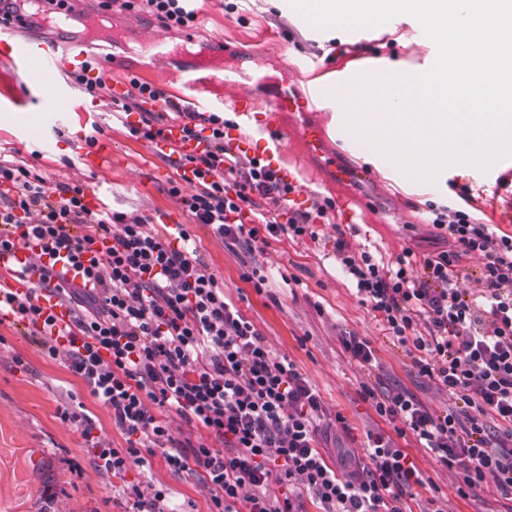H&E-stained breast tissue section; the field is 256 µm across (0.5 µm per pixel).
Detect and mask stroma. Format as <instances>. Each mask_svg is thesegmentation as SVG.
I'll list each match as a JSON object with an SVG mask.
<instances>
[{
    "label": "stroma",
    "mask_w": 512,
    "mask_h": 512,
    "mask_svg": "<svg viewBox=\"0 0 512 512\" xmlns=\"http://www.w3.org/2000/svg\"><path fill=\"white\" fill-rule=\"evenodd\" d=\"M196 52L223 55L225 67L239 70L240 89L266 102L280 83L295 95L315 85L354 82L369 65L402 61L407 69H430L438 51L417 20L393 29H351L336 34L297 12L291 0H196ZM112 27L119 33H165L175 52L167 63L152 61L149 50L130 52L124 41L110 46L113 78L136 77L193 101L184 89L181 70L191 66L182 54L184 33L162 29L146 13L116 10ZM289 126L321 127L335 164L309 154L301 143L282 141L276 169L296 187L289 209L308 210L314 202L340 196L355 213H330L326 234L342 227L353 249L378 248L392 257L409 248L423 252L436 229L429 204L464 207L473 198L475 217L512 233V161L475 174H458L430 186L403 185L387 167L367 159L368 150L342 124L338 108L316 105L287 115ZM112 147V165L93 169L82 161L87 135ZM152 145L129 133L125 115L112 110L108 91L97 97L69 88L62 99H51L44 86L26 81L20 70L0 62V155L16 158L40 170L48 181L81 182L99 192L107 207L130 215L163 217L187 225L204 263L224 281V292L262 333L277 355L296 362L319 390L329 413H341L348 426L328 445L332 456L363 457L365 433L379 418L359 396L362 385L403 388L430 410L445 412L447 393L417 375L403 348L393 343L369 307L362 305L341 272L331 248L311 241L271 242L264 252L247 253L226 245L210 228L191 223L169 189L174 164L152 155ZM350 169L340 180L337 172ZM278 269L299 278L293 288L276 289L274 297L257 294L243 272L252 266ZM371 341L380 372L357 364L340 342L345 333ZM83 406L94 420L93 434L114 448L126 440L111 414L61 360L44 355L24 326L0 324V512H126L128 505L112 489L113 480L93 463L79 424L62 421L60 407ZM426 479L413 486L415 502L438 498L444 512H503L492 494V480L468 497L456 492V479L414 438L398 439ZM127 480L143 479L164 490L177 512H208V493L198 476L171 471L162 455L147 468L132 466Z\"/></svg>",
    "instance_id": "obj_1"
}]
</instances>
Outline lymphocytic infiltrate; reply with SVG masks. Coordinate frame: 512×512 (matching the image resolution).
Segmentation results:
<instances>
[{
    "mask_svg": "<svg viewBox=\"0 0 512 512\" xmlns=\"http://www.w3.org/2000/svg\"><path fill=\"white\" fill-rule=\"evenodd\" d=\"M149 13L166 28L191 26L187 0H98ZM116 112L138 113L131 136L149 142L179 133L202 141L177 168L196 178L177 197L194 223L254 251L284 238L324 239L317 221L332 201L287 211L293 186L259 158L224 144L229 120L195 112L162 88L131 79L113 99ZM433 220L448 249L392 260L352 251L344 235L333 253L388 336L404 347L418 374L447 392L453 405L431 413L413 394L362 385L360 396L381 418L366 433V459L330 463L320 444L326 410L319 391L290 358L274 355L255 325L226 297L224 283L189 251L184 225L158 232L148 218L90 209L85 187L47 182L35 169L0 159V254L36 243L40 280L20 294L0 287L9 310L50 358L112 412L131 442H94L100 472L123 478L130 512H167L165 495L148 482H128L131 464L162 453L174 472L198 474L209 512H404L412 485L424 477L396 437L413 435L457 477L466 496L492 478L496 496L512 501V234L480 224L465 210L439 206ZM481 261L478 291L461 286L460 261ZM81 271V280L66 268ZM54 297L71 314L70 341L53 336L41 304ZM205 430L208 441L173 437L166 417Z\"/></svg>",
    "mask_w": 512,
    "mask_h": 512,
    "instance_id": "obj_1",
    "label": "lymphocytic infiltrate"
}]
</instances>
